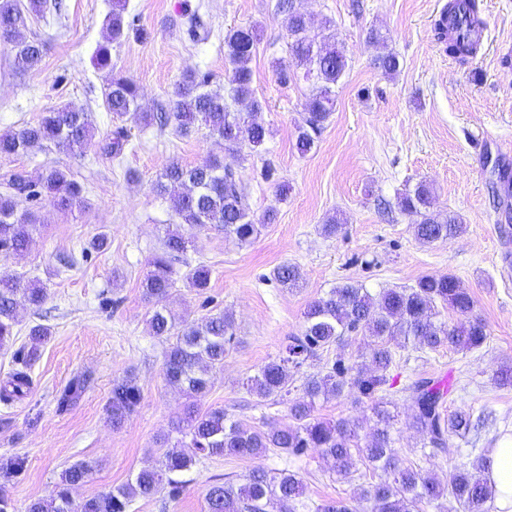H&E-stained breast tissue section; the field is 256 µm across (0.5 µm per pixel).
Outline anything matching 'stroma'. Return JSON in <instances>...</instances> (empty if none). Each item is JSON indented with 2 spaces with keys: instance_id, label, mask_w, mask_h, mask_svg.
<instances>
[{
  "instance_id": "35a3bbf8",
  "label": "stroma",
  "mask_w": 512,
  "mask_h": 512,
  "mask_svg": "<svg viewBox=\"0 0 512 512\" xmlns=\"http://www.w3.org/2000/svg\"><path fill=\"white\" fill-rule=\"evenodd\" d=\"M277 0H127L125 36L108 43L107 19L112 0H62L61 12L29 20L25 37L46 44L41 62L17 70L0 46V132L36 124L44 112L70 105L91 114L95 137L83 154L53 146L0 157V177L22 171L29 177L46 169L68 171L82 188L79 204L61 213L50 196L20 200V209L36 212L45 224L28 250L6 267L21 279L40 280L48 291L37 309L22 305L11 349L0 350V382L17 369L15 348L28 344L29 329L41 324L52 334L30 369L33 385L23 399L0 402V461L24 457L18 476L0 473V494L9 512L47 496L66 470L87 462L92 470L73 491L81 500L119 487L153 464L155 440H178L173 424L187 398L163 378L164 343L149 332L151 306L141 281L148 263L160 252L169 231L178 229L169 197L153 184L171 159L196 164L223 148L206 128L182 135L174 128H143L118 121L104 97L111 73L133 79L142 90V108L168 105L174 86L190 72H208L212 85L224 88L231 66L224 56V32L257 26L259 39L249 67L261 118L271 136L259 151L244 150L235 161L246 186L255 220L275 212L248 247L218 231L191 232L192 243L177 272L203 263L212 270L206 295L177 284L167 306L190 322L221 311L232 313L236 341L213 372L211 388L198 403L221 408L248 426L266 430L284 420L286 405L260 401L242 383L279 356L290 336L300 332L303 312L312 300L344 281L363 284L370 293L410 287L424 275H454L474 301V313L487 326V339L472 351L443 346L434 351L411 347L395 351L390 384L377 401L395 414L393 437L402 465L448 477L454 467L512 441V387H498L493 376L512 364V244L500 232L507 192L492 196L493 170L512 172V157L498 154L495 140H512V0H482L489 42L482 58L463 64L448 55L433 32V21L446 0H296L312 28L332 20L349 69L336 89V107L308 154L296 149V127L311 84L303 69L290 67L288 33L275 13ZM197 9L208 38L194 37L183 17ZM378 29L400 61L397 74L385 76L374 65L379 53L369 42ZM109 45L112 66L99 68L95 56ZM289 66L288 84L277 71ZM127 131L120 156L103 150L117 127ZM271 177H263L264 165ZM435 192V208L456 215L465 232L450 242L424 246L413 234L418 218L396 214L386 221L378 203L418 182ZM287 184L280 194L278 184ZM342 224L335 235L322 227L329 217ZM107 237L99 251L88 245ZM295 264L303 279L283 287L275 270ZM361 336H347L303 367L294 377L364 361ZM91 383L80 401L58 410L56 396L74 376ZM132 377L142 399L121 428L107 411L112 383ZM447 378L448 410L465 408L484 417L478 434L449 437L443 451L429 456L413 428L412 403L404 391L416 377ZM370 401L353 394L319 402L316 415L348 419L369 426ZM290 470L300 475L304 492L296 512H316L328 500L350 498L370 485L376 473L357 465L350 479H338L315 448L293 456L276 449L258 457L203 458L185 473L178 499L165 495L133 499L128 512H206L210 485L242 483L255 468Z\"/></svg>"
}]
</instances>
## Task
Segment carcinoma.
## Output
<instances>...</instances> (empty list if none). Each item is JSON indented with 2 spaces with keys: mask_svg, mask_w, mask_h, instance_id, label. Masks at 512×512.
<instances>
[{
  "mask_svg": "<svg viewBox=\"0 0 512 512\" xmlns=\"http://www.w3.org/2000/svg\"><path fill=\"white\" fill-rule=\"evenodd\" d=\"M126 0H113L109 38L115 42L125 34ZM49 8L60 11L61 3L49 0H0V44L13 54L14 66L28 70L43 57L45 44L22 36L28 16L42 15ZM277 14L288 31L289 52L297 64L306 67L312 94L304 105L302 123L297 126V149L312 150L317 137L335 110V89L348 67V60L336 42L331 21L322 23L313 34L305 14L294 8L293 0H278ZM479 0H448L434 23V35L446 45V51L465 63L475 55L474 41L465 25L477 22ZM369 39L383 48L374 65L386 76L398 72V56L385 49V39L377 30ZM256 40V28H230L224 34V54L232 65L229 96L210 88L211 75L189 74L175 85L170 112L160 117V126L173 124L176 131L188 134L199 127L223 141L224 154L235 157L243 148L255 150L270 135L260 117L262 106L253 96L252 73L248 63ZM247 103V111L231 109L228 100ZM108 109L122 120L127 116L151 125L155 115L140 111L139 87L126 76H114L105 90ZM94 138L89 114L74 106H64L43 114L34 126L0 133V156L20 154L43 143L71 153H82ZM127 135L120 127L112 141L103 146L118 157L123 153ZM154 190L170 194L172 209L182 223L195 230H217L241 246L252 244L264 224L255 222L248 212L245 186L224 160L210 157L188 166L177 159L169 161ZM47 191L53 194L60 211L72 209L80 200L82 188L71 175L51 168L32 181L21 173L10 175L0 192V260L25 252L41 220L30 210L18 209V199L34 201ZM433 192L419 183L396 197L401 213H413L420 221L413 226L415 239L422 245L446 243L465 231V225L449 214L433 210ZM186 249V238L179 232L167 235L163 248L150 262V270L141 282L144 298L153 305L149 318L152 335L165 339L164 379L167 385L189 398L203 395L210 386V372L224 365V358L235 339L232 314L219 312L199 322L179 323L165 300L177 283L174 262ZM211 273L204 264L189 268L182 276L185 287L199 294L209 288ZM276 280L295 288L302 273L295 265L277 269ZM32 307L41 306L46 289L23 285L20 278L0 273V348L14 338L17 296ZM446 306L459 316L450 326L440 319L438 306ZM473 299L453 275L423 276L409 288H384L371 294L363 285L345 282L311 301L304 311L299 335L288 337L283 355L265 363L246 382L247 391L263 400L287 405L288 421L268 431L247 427L230 419L222 408L202 409L188 404L176 422L175 430L188 439L182 447L168 445V438L157 441L155 465L140 470L128 483L74 502L70 487L85 481L90 468L85 463L72 465L63 483L48 496L30 502L27 512H127L136 497L153 498L164 493L170 499L184 491L181 480L197 460L203 457H253L270 448L301 455L318 448L332 462L337 476L347 479L357 463L381 472L379 481L363 488L347 500L330 501L317 506V512H421L425 504L453 500L459 512H487L493 489L484 476L486 459L478 454L469 466L441 480L411 466H403L394 449L393 416L384 406L373 405V423L365 434L348 421H324L315 415L317 401L354 390L357 399L372 400L389 385L388 372L393 363L392 346L412 344L419 350L435 351L450 344L461 350L480 348L486 340L485 324L472 316ZM361 332L367 338L369 364L347 365L337 359L325 373L307 377L301 393L290 397L293 374L319 350L330 347L342 337ZM50 336V329L38 324L30 328L31 346L22 353L23 368L13 372L0 386V400L9 403L26 396L32 380L28 373L36 360L38 345ZM91 376L74 377L57 397V408L66 411L77 404L87 390ZM412 400V426L432 451L445 447L448 437H464L475 428L470 412L458 409L444 413V393L437 383L420 379L409 387ZM141 401L140 389L133 379H118L112 384L108 410L112 426L118 428ZM303 483L297 473L283 470L271 474L252 470L242 484L227 481L211 485L206 492L207 512H268V505H279L278 512H294L302 496Z\"/></svg>",
  "mask_w": 512,
  "mask_h": 512,
  "instance_id": "carcinoma-1",
  "label": "carcinoma"
}]
</instances>
